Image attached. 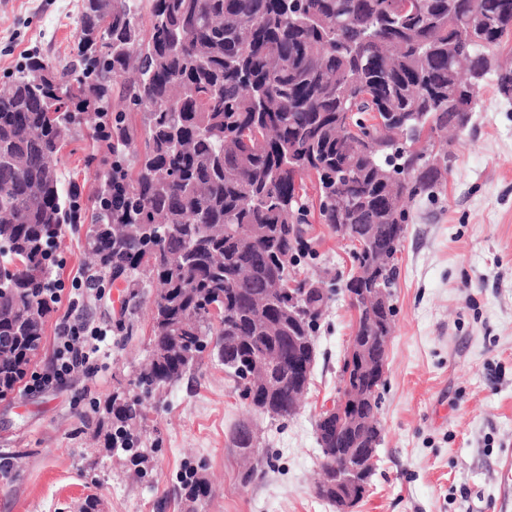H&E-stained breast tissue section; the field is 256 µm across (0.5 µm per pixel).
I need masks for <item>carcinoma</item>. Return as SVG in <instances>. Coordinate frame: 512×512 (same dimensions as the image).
<instances>
[{
  "label": "carcinoma",
  "mask_w": 512,
  "mask_h": 512,
  "mask_svg": "<svg viewBox=\"0 0 512 512\" xmlns=\"http://www.w3.org/2000/svg\"><path fill=\"white\" fill-rule=\"evenodd\" d=\"M509 35L512 0H81L72 53L33 54L0 86V267L13 268L0 283V399L50 312L48 247L66 217L56 162L82 113L96 114L92 137L112 154L88 216L98 271L161 285L134 385L148 395L178 381L211 341L242 395L286 420L309 383L295 362L314 351L329 301L288 275L308 189L320 223L367 245L354 253L364 276L345 285L350 307L375 287L394 293L404 202L448 175L443 134L489 75L512 103V66L488 55ZM394 315L359 313L356 341L386 353ZM261 356L278 363L271 396L254 382ZM378 408L371 394L359 411L379 441ZM143 420V399L116 392L97 428L140 465ZM181 486L192 502L209 494L193 469Z\"/></svg>",
  "instance_id": "cac0c4a2"
}]
</instances>
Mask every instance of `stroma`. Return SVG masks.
I'll use <instances>...</instances> for the list:
<instances>
[{"label":"stroma","mask_w":512,"mask_h":512,"mask_svg":"<svg viewBox=\"0 0 512 512\" xmlns=\"http://www.w3.org/2000/svg\"><path fill=\"white\" fill-rule=\"evenodd\" d=\"M79 0H0V81L31 54L54 62L75 42ZM105 146L80 134L61 152L62 182L78 189L81 215L94 200L88 156ZM448 177L432 198L412 201L398 254L393 333L380 390L382 441L370 488L354 512H512V105L484 83L467 128L448 147ZM86 224L63 225L53 273L88 269ZM297 278L319 274L333 293L315 336L309 388L294 416L273 421L242 399L216 357L202 354L179 382L148 398L139 431L149 449L146 477L125 455L93 438L99 402L132 388L148 355L156 288L139 293L104 280L102 298L81 315L111 329L112 355L50 391L15 390L0 399V512H58L99 499L103 512H336L317 497L315 424L335 400L355 314L345 283L351 246L312 221ZM249 424L261 465L242 482L245 462L231 442ZM197 469L212 485L187 501L180 478Z\"/></svg>","instance_id":"stroma-1"}]
</instances>
